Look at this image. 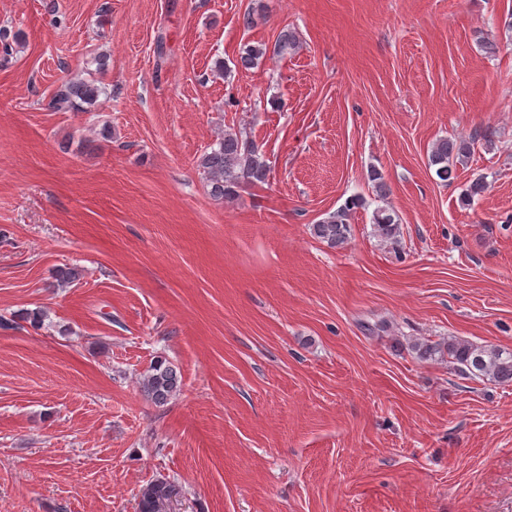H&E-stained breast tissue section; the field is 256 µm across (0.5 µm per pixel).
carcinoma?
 <instances>
[{"label": "carcinoma", "mask_w": 512, "mask_h": 512, "mask_svg": "<svg viewBox=\"0 0 512 512\" xmlns=\"http://www.w3.org/2000/svg\"><path fill=\"white\" fill-rule=\"evenodd\" d=\"M293 33L283 30L277 37L275 51L287 55L295 49ZM266 54L261 45L243 48L238 66L247 70ZM103 93V87L95 80L70 79L64 81L52 98L51 105L57 110H84L95 104ZM475 152V139L442 138L437 140L429 155V165L435 167V175L446 185L456 178L457 166L468 163ZM198 166L211 188V194L220 199L233 200L239 190L247 185L268 180L271 167L258 145L246 133L226 130L217 137L198 161ZM489 190L488 182L477 177L461 193V203L469 206ZM362 205L359 198H351L336 210L310 226L311 234L331 248L347 243L351 232V213ZM373 232L379 240L399 246L400 223L398 215L389 208L380 207L373 213ZM418 358L425 361L446 360L462 374L486 377L502 384H512V350L496 346L477 345L453 336L442 341L424 339L412 345ZM181 379L166 361H156L144 377L141 388L145 396L158 406L165 405L179 390ZM174 494V487L166 480H155L140 491L139 512H165V505Z\"/></svg>", "instance_id": "carcinoma-1"}]
</instances>
